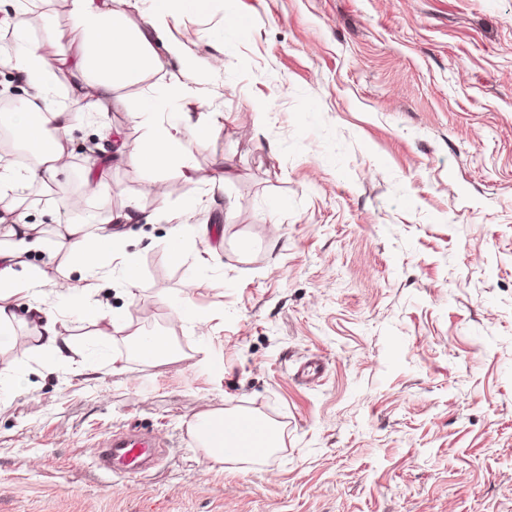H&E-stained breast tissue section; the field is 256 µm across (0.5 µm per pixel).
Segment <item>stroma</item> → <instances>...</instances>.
Segmentation results:
<instances>
[{
	"label": "stroma",
	"instance_id": "1",
	"mask_svg": "<svg viewBox=\"0 0 512 512\" xmlns=\"http://www.w3.org/2000/svg\"><path fill=\"white\" fill-rule=\"evenodd\" d=\"M30 29L48 54L77 39L65 0ZM171 32L196 98L161 121L220 115L183 135L191 180L128 159L146 136L130 106L187 77L170 58L102 111L57 83L81 115L58 189L0 196V245L17 224L40 242L19 258L39 288L13 301L24 346L0 349V512H512V0H213ZM90 170L105 190L86 234L132 203L144 219L113 225L87 275L55 242ZM65 279L122 322L80 320ZM48 318L66 360L35 349ZM158 335L171 354L142 356ZM314 356L321 381H295ZM219 409L275 422L278 448L212 462L187 424ZM134 428L162 446L155 466L99 468Z\"/></svg>",
	"mask_w": 512,
	"mask_h": 512
}]
</instances>
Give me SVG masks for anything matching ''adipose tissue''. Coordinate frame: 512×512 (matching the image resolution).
I'll use <instances>...</instances> for the list:
<instances>
[{
	"instance_id": "obj_1",
	"label": "adipose tissue",
	"mask_w": 512,
	"mask_h": 512,
	"mask_svg": "<svg viewBox=\"0 0 512 512\" xmlns=\"http://www.w3.org/2000/svg\"><path fill=\"white\" fill-rule=\"evenodd\" d=\"M15 2L9 25L19 50L5 58L4 64L35 85L39 93L18 108L12 126L15 137L35 159L34 166L27 170L26 180L46 184L53 180L54 161L62 149V140L69 137L79 120L77 114L51 104L49 95L58 80H65L73 96L90 95L95 106L106 107L119 88L163 70L155 41L165 40L169 55L180 56V45L165 39L170 26L205 10L210 0H151L150 12L141 24L131 21L119 9L118 0H67L71 25L81 40L75 47L59 49L51 57L29 45L26 0ZM157 111L158 106L152 100L130 109L147 130L146 142L133 155V162L152 173L176 165L184 178H191L192 168L179 153L181 134L186 129L199 131L200 123L186 114L179 121L160 125L155 121ZM11 235V245L0 248L1 336L9 335L16 319L14 298L35 293L33 276L16 268L19 255L33 246L26 225H15ZM58 245L67 249L84 271L90 272L99 258L112 253L115 240L109 232L87 238L83 224L73 222L60 232Z\"/></svg>"
}]
</instances>
